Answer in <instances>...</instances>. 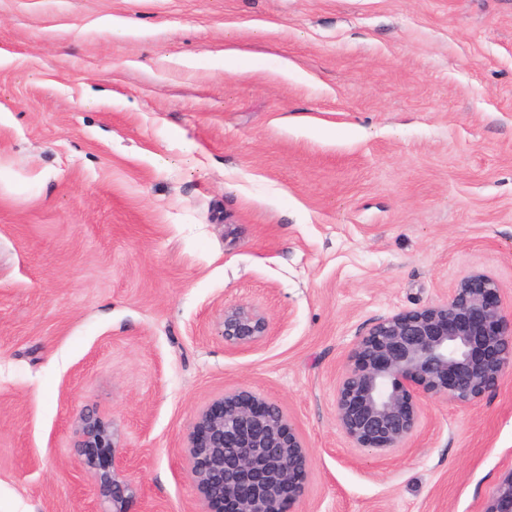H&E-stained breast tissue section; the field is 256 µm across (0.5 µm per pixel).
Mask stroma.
<instances>
[{"instance_id":"obj_1","label":"stroma","mask_w":512,"mask_h":512,"mask_svg":"<svg viewBox=\"0 0 512 512\" xmlns=\"http://www.w3.org/2000/svg\"><path fill=\"white\" fill-rule=\"evenodd\" d=\"M475 272L512 314V0H0V512H100L88 413L127 512H202L233 390L303 438L294 512H484L512 375L384 457L336 420L358 338ZM267 318L247 305L224 310V342L232 348L250 346L268 334ZM77 448L83 457V464L89 470H96L92 448H112V429L101 418L86 414L80 420Z\"/></svg>"}]
</instances>
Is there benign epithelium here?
Segmentation results:
<instances>
[{
	"mask_svg": "<svg viewBox=\"0 0 512 512\" xmlns=\"http://www.w3.org/2000/svg\"><path fill=\"white\" fill-rule=\"evenodd\" d=\"M267 318L247 305L224 309V342L250 346L268 335ZM512 375V316L500 286L473 273L452 295L422 310L381 319L355 344L336 392L338 425L375 455L401 447L420 420L417 399L446 398L465 406ZM112 447L101 418L80 420L77 448L95 469L91 449ZM189 471L204 505L229 512H290L310 470L302 439L275 403L245 391L202 411L188 441ZM100 512H125L130 483L117 471L96 473ZM485 512H512V472L495 487Z\"/></svg>",
	"mask_w": 512,
	"mask_h": 512,
	"instance_id": "7a95c632",
	"label": "benign epithelium"
}]
</instances>
